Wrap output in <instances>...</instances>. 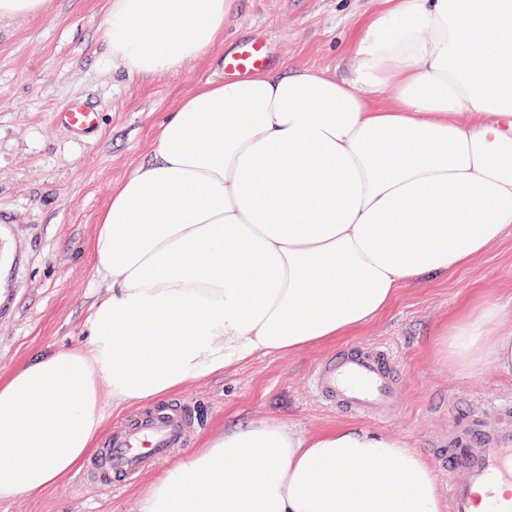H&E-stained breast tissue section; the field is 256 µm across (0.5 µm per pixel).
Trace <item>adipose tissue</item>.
Masks as SVG:
<instances>
[{"mask_svg": "<svg viewBox=\"0 0 512 512\" xmlns=\"http://www.w3.org/2000/svg\"><path fill=\"white\" fill-rule=\"evenodd\" d=\"M228 0H108L127 75L224 40ZM344 76L206 82L159 124L98 217L105 296L82 341L0 380V502L78 470L110 410L160 401L255 355L336 342L401 289L448 279L512 232V0H377ZM491 301L435 334L440 362L512 375ZM141 512H443L407 440L342 424L230 422L158 473Z\"/></svg>", "mask_w": 512, "mask_h": 512, "instance_id": "adipose-tissue-1", "label": "adipose tissue"}]
</instances>
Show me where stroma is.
Listing matches in <instances>:
<instances>
[{
	"instance_id": "35a3bbf8",
	"label": "stroma",
	"mask_w": 512,
	"mask_h": 512,
	"mask_svg": "<svg viewBox=\"0 0 512 512\" xmlns=\"http://www.w3.org/2000/svg\"><path fill=\"white\" fill-rule=\"evenodd\" d=\"M108 0H51L47 14L0 17V380L31 355L81 340L101 295L89 253L113 188L151 148L166 112L209 80L223 81L224 58L240 43L268 46L267 69L338 72L349 36L374 0H231L224 42L174 72L144 78L113 69L102 39ZM98 112L99 126L75 137L55 120L73 102ZM491 300L512 333V235L448 281L401 289L391 310L336 343L292 355H258L220 378L189 382L173 398L197 413L198 447L233 419L277 418L315 433L352 423L340 404L310 393L308 377L338 353L392 346L400 402L364 427L408 440L433 458L448 425L486 413L485 401L512 398V375L487 367L464 376L442 365L432 339L464 304ZM153 477L113 490L63 476L39 497L0 503V512H139Z\"/></svg>"
}]
</instances>
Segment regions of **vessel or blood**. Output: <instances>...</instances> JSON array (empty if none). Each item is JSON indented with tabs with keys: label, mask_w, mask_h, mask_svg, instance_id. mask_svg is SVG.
I'll return each instance as SVG.
<instances>
[{
	"label": "vessel or blood",
	"mask_w": 512,
	"mask_h": 512,
	"mask_svg": "<svg viewBox=\"0 0 512 512\" xmlns=\"http://www.w3.org/2000/svg\"><path fill=\"white\" fill-rule=\"evenodd\" d=\"M266 60L265 45L254 42L225 56L224 69L245 76ZM56 119L77 135L94 131L99 123L98 113L80 103L57 112ZM395 364L394 352L386 347L344 352L318 364L309 386L318 398L338 402L357 416L381 419L399 401ZM498 409L502 418L483 427H452L449 447L437 451L448 472L447 512H512V502L499 498L500 488L512 485V404L501 403ZM190 433V413L181 405L138 416L112 431L87 460L81 478L112 488L131 484L183 447Z\"/></svg>",
	"instance_id": "1"
}]
</instances>
